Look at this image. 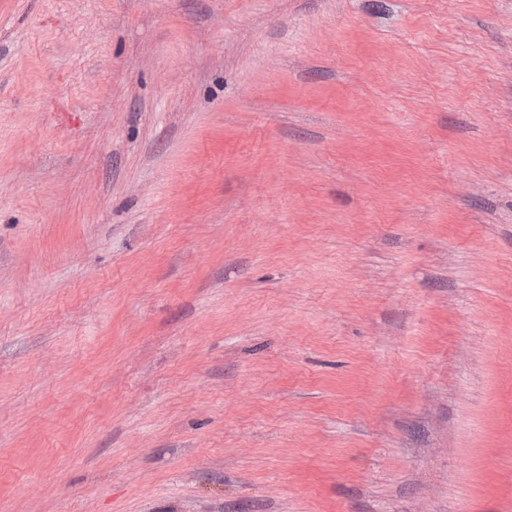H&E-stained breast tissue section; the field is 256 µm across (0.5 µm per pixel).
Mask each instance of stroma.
<instances>
[{
  "instance_id": "1",
  "label": "stroma",
  "mask_w": 512,
  "mask_h": 512,
  "mask_svg": "<svg viewBox=\"0 0 512 512\" xmlns=\"http://www.w3.org/2000/svg\"><path fill=\"white\" fill-rule=\"evenodd\" d=\"M0 512H512V0H0Z\"/></svg>"
}]
</instances>
